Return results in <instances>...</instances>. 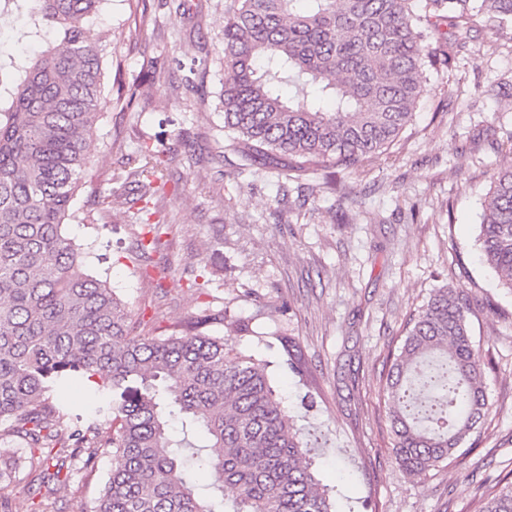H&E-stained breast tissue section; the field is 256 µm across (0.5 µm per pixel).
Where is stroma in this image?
Instances as JSON below:
<instances>
[{"mask_svg":"<svg viewBox=\"0 0 512 512\" xmlns=\"http://www.w3.org/2000/svg\"><path fill=\"white\" fill-rule=\"evenodd\" d=\"M139 2L142 39L129 37L128 0H106L90 23L140 95L96 126L88 178L106 186L141 141L163 139L173 161L158 207L177 224L136 269L139 217L114 216L84 272L106 274L146 332L203 310L214 316L209 335L252 328L237 349L268 362L337 512H480L486 486L512 481V295L476 242L493 171L512 164V34L479 36L451 70L428 72L414 122L388 151L283 187L272 165L245 166L223 112L196 107L224 83L226 0H188L182 14L172 0ZM443 286L470 299L488 411L474 444L413 476L392 453L385 379L406 326ZM275 330L286 344L257 342ZM110 470L100 455L57 508H92Z\"/></svg>","mask_w":512,"mask_h":512,"instance_id":"obj_1","label":"stroma"}]
</instances>
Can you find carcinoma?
<instances>
[{
    "label": "carcinoma",
    "instance_id": "carcinoma-1",
    "mask_svg": "<svg viewBox=\"0 0 512 512\" xmlns=\"http://www.w3.org/2000/svg\"><path fill=\"white\" fill-rule=\"evenodd\" d=\"M105 2L0 0V20H27L35 38L58 33L28 60L0 52V442L25 445L20 456L0 448V484L22 475L30 512H56V491L105 451L111 475L91 512H335L267 364L207 335L202 317L142 335L108 281L80 271L95 241L78 244L64 227L105 223L127 204L126 187L142 210L157 206L171 161L145 143L109 178L117 188H91L96 208L73 209L96 124L138 95L118 59L116 95L103 94L104 39L88 22ZM508 27L512 0H234L221 47L224 130L251 161L285 159L280 180L356 169L413 120L424 72ZM159 241L160 225H141L135 260ZM478 241L512 294V166L491 177ZM469 310L464 292L436 289L388 371L393 453L409 474L453 459L485 414ZM75 383L94 401L84 419L60 398ZM200 470L212 478L207 495ZM481 512H512V484L489 492Z\"/></svg>",
    "mask_w": 512,
    "mask_h": 512
}]
</instances>
